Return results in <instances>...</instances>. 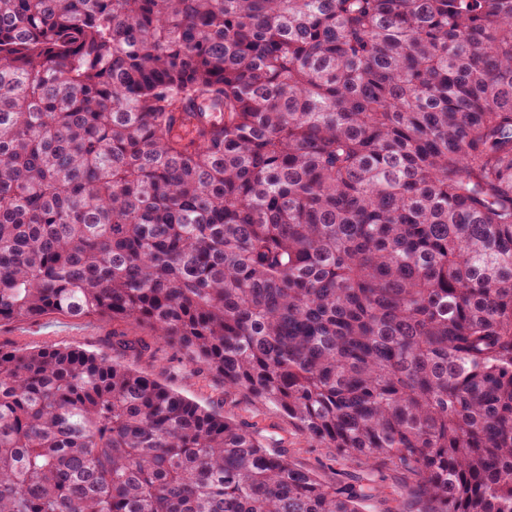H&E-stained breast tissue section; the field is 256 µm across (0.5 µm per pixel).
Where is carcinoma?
Segmentation results:
<instances>
[{"instance_id": "obj_1", "label": "carcinoma", "mask_w": 512, "mask_h": 512, "mask_svg": "<svg viewBox=\"0 0 512 512\" xmlns=\"http://www.w3.org/2000/svg\"><path fill=\"white\" fill-rule=\"evenodd\" d=\"M50 314L147 328L396 512H512V0H0V323ZM375 497L104 351L0 347V512Z\"/></svg>"}]
</instances>
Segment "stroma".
<instances>
[{
    "mask_svg": "<svg viewBox=\"0 0 512 512\" xmlns=\"http://www.w3.org/2000/svg\"><path fill=\"white\" fill-rule=\"evenodd\" d=\"M151 342L149 354L134 357L118 353L119 361L168 384L203 405L221 409L225 416L247 426L269 449L287 452L300 468L323 480L346 485L363 484L379 490L371 512H393L401 485L397 474L383 468H363L337 459L336 451L306 440L272 406L245 394L228 391L216 372L188 364L183 355L163 343L152 342L147 329L130 323L68 315H48L33 321L0 324V345L38 348L46 345L79 346L90 351H110L112 335Z\"/></svg>",
    "mask_w": 512,
    "mask_h": 512,
    "instance_id": "35a3bbf8",
    "label": "stroma"
}]
</instances>
